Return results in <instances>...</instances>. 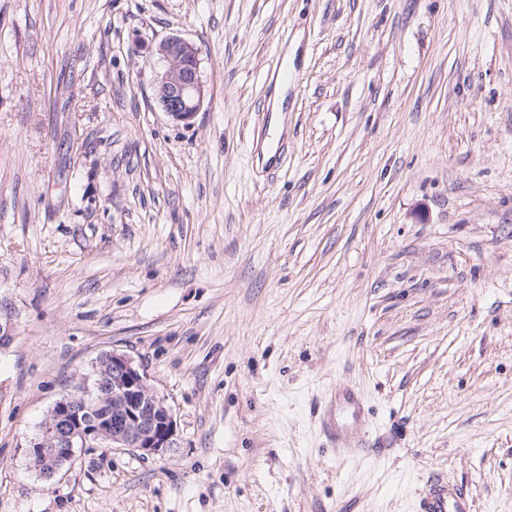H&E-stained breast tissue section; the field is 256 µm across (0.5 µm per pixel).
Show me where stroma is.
I'll return each mask as SVG.
<instances>
[{"instance_id":"1","label":"stroma","mask_w":512,"mask_h":512,"mask_svg":"<svg viewBox=\"0 0 512 512\" xmlns=\"http://www.w3.org/2000/svg\"><path fill=\"white\" fill-rule=\"evenodd\" d=\"M168 36L189 125L148 82ZM0 324V512H416L431 479L512 512V0H0ZM114 351L174 447L40 478ZM342 381L378 454L321 433ZM151 53L160 63L150 70L156 100L174 120L190 124L206 97L198 48L180 37H168L153 44Z\"/></svg>"}]
</instances>
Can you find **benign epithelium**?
Returning a JSON list of instances; mask_svg holds the SVG:
<instances>
[{
	"mask_svg": "<svg viewBox=\"0 0 512 512\" xmlns=\"http://www.w3.org/2000/svg\"><path fill=\"white\" fill-rule=\"evenodd\" d=\"M151 53L159 62L150 70L156 100L174 120L190 123L206 97L198 48L168 37L153 44ZM109 400L114 418L100 412ZM175 428L171 409L144 370L129 356L112 352L100 361L93 388L81 387L55 403L41 436L27 448V459L30 468L51 480L71 462L75 449L91 443L161 455L173 446Z\"/></svg>",
	"mask_w": 512,
	"mask_h": 512,
	"instance_id": "obj_1",
	"label": "benign epithelium"
}]
</instances>
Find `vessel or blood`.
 Returning <instances> with one entry per match:
<instances>
[{"label":"vessel or blood","mask_w":512,"mask_h":512,"mask_svg":"<svg viewBox=\"0 0 512 512\" xmlns=\"http://www.w3.org/2000/svg\"><path fill=\"white\" fill-rule=\"evenodd\" d=\"M363 419L364 407L360 398L350 389L337 390L325 423L328 442L346 454L364 453L368 442L356 431ZM416 512H474V501L462 486L449 480H433L424 485L417 499Z\"/></svg>","instance_id":"vessel-or-blood-1"}]
</instances>
